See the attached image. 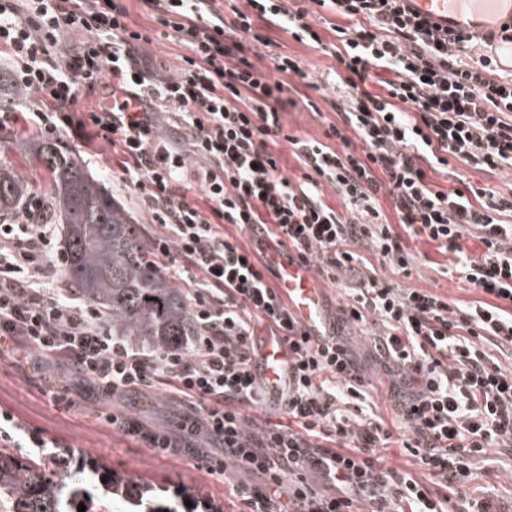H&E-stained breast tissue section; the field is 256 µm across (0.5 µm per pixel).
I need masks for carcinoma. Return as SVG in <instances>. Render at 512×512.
Returning <instances> with one entry per match:
<instances>
[{
  "instance_id": "carcinoma-1",
  "label": "carcinoma",
  "mask_w": 512,
  "mask_h": 512,
  "mask_svg": "<svg viewBox=\"0 0 512 512\" xmlns=\"http://www.w3.org/2000/svg\"><path fill=\"white\" fill-rule=\"evenodd\" d=\"M29 159L46 170L51 184L46 204L63 225L66 275L77 294L112 326L156 351L186 345L196 334L187 293L148 247L140 225L106 192L72 152L55 141L21 142ZM34 193L0 155V221L12 219ZM107 512L103 500L80 481L64 482L36 461H22L0 448V512Z\"/></svg>"
}]
</instances>
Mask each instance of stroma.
Wrapping results in <instances>:
<instances>
[{"label":"stroma","instance_id":"35a3bbf8","mask_svg":"<svg viewBox=\"0 0 512 512\" xmlns=\"http://www.w3.org/2000/svg\"><path fill=\"white\" fill-rule=\"evenodd\" d=\"M128 24L133 29L147 33L152 42L146 51L156 76L168 78L178 74L184 66V48L165 35V29L144 6L142 0H125ZM269 35L278 51L288 53L301 61L313 81H321L329 68L334 66L333 57L317 48L296 41L290 34L273 28ZM293 103L281 115L283 131L309 139H323L330 123L336 122L337 115L332 107V90H315L302 85L290 88ZM30 98L15 97L10 86L0 87V113H10V120L0 122V150L5 151L11 165L35 189H45L49 178L39 168L30 166L27 158L13 147V139L19 135H38L39 130L21 114L31 107ZM286 140L280 141L274 151L280 157L281 169L289 178L301 176L299 161L293 155ZM60 146L75 152L78 160L124 204L136 222L141 225L144 236H152L155 227L146 211L141 193L133 186L112 177V159L115 150L109 141L87 139L67 134L60 138ZM409 249L417 256L410 276L392 273L377 256L367 254L366 259L373 265L379 278L392 281L405 288H421L447 297L449 304L460 306L480 300L477 289L462 281L458 275L443 274L445 256L436 247L420 239L410 240ZM63 384L71 401L70 406L54 405L46 394L49 386ZM136 417L142 423L165 430L175 436L185 437L192 447L191 452L173 455H155L145 445L128 435L112 429L99 421L97 415L103 408ZM10 413L22 428L14 434L17 444L14 456L22 460L40 459L49 468L58 469L56 458L50 453L37 452L29 448L30 434L43 436L58 442L69 451L71 461L65 469H58L60 477L66 480H82L100 484V476L88 470L90 463L102 465L113 477L149 486L153 502L174 503L178 512H203L195 503L196 494L210 497L222 505L223 512H238L239 504L230 493L222 476L208 473L197 467L194 458L198 455H213V446L204 438L184 435L181 417L185 407L171 393L158 392L153 405H145L142 398L134 393L114 399L111 405H104L95 385L86 378L75 374L67 363L54 365L42 376L26 373L8 358L0 359V412ZM472 487L485 490L499 506L501 512H512V456L498 451H489L485 461L474 469Z\"/></svg>","mask_w":512,"mask_h":512}]
</instances>
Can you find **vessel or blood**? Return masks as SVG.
<instances>
[{
  "instance_id": "1",
  "label": "vessel or blood",
  "mask_w": 512,
  "mask_h": 512,
  "mask_svg": "<svg viewBox=\"0 0 512 512\" xmlns=\"http://www.w3.org/2000/svg\"><path fill=\"white\" fill-rule=\"evenodd\" d=\"M420 11L433 21L464 18L481 19L504 12L512 17V0H414ZM267 261L277 272L276 287L294 316L305 326L311 339L329 332L322 312L323 290L308 266L301 263L289 249L270 252ZM258 342L261 356L257 372L268 387H276L288 368V343L278 336H262Z\"/></svg>"
}]
</instances>
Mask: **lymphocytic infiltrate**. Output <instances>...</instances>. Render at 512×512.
<instances>
[{
	"label": "lymphocytic infiltrate",
	"mask_w": 512,
	"mask_h": 512,
	"mask_svg": "<svg viewBox=\"0 0 512 512\" xmlns=\"http://www.w3.org/2000/svg\"><path fill=\"white\" fill-rule=\"evenodd\" d=\"M144 2L188 52L175 76L154 75L140 54L151 38L128 27L120 0H0V46L16 86L39 102L31 119L42 134L88 129L118 145L113 175L150 206L159 227L151 246L171 258L197 334L163 353L112 336L96 308L51 276L64 257L51 225L29 209L0 225V357L33 370L64 360L108 401L133 390L150 405L165 390L191 403L183 429L204 431L221 451L205 469L247 476L231 488L240 512H452L454 502L459 512H499L464 489L488 450L512 454V368L489 355L512 353V196L456 168L512 169V79L495 78L492 55L497 43L512 42V23L480 34L434 22L413 0H312L348 21L328 46L309 9L289 0H240L230 21L218 0ZM272 27L334 57L326 80L343 89L325 141L291 138L304 168L295 182L271 147L283 135L290 83L309 75L284 53L274 54L269 72L251 61L270 47ZM70 29L88 37L58 59L53 50ZM477 41L484 54L465 60ZM107 78L111 105L75 118L79 87ZM371 79L382 93L366 89ZM166 111L174 123L164 135L157 117ZM190 155L205 164L202 206L179 193ZM434 172L454 177L455 187L439 189ZM326 184L345 213L322 200ZM384 194L393 215L380 204ZM246 231L340 282L347 301L329 339L310 341L256 251L238 240ZM414 238L449 256L482 301L455 308L367 273L368 250L410 276ZM469 238L481 243L480 256L466 251ZM261 322L288 340V375L275 394L285 425H260L245 413L267 390L254 372ZM347 324L371 328L367 357L394 377L393 409L408 431L400 446L419 474L376 466L382 423L372 411L357 417L344 409L364 395L362 366L340 332ZM103 419L155 454L183 446L125 414Z\"/></svg>",
	"instance_id": "f902f5d3"
}]
</instances>
